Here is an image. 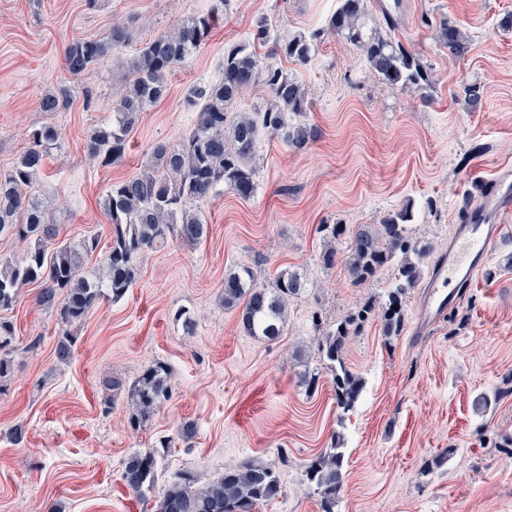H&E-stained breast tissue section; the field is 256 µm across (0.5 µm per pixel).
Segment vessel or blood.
<instances>
[{
  "mask_svg": "<svg viewBox=\"0 0 512 512\" xmlns=\"http://www.w3.org/2000/svg\"><path fill=\"white\" fill-rule=\"evenodd\" d=\"M461 210L448 256L428 284L425 313L430 317L443 309L447 289L473 283L502 240L505 224L512 222V192L502 177L479 179L463 195Z\"/></svg>",
  "mask_w": 512,
  "mask_h": 512,
  "instance_id": "obj_1",
  "label": "vessel or blood"
}]
</instances>
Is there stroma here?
<instances>
[{
    "label": "stroma",
    "instance_id": "stroma-1",
    "mask_svg": "<svg viewBox=\"0 0 512 512\" xmlns=\"http://www.w3.org/2000/svg\"><path fill=\"white\" fill-rule=\"evenodd\" d=\"M370 20L392 15L396 39L429 71L405 91L375 77L353 46L327 29L337 0H0V169L28 146L29 130L55 125L62 144L35 177L63 241L96 240L84 272L97 271L111 240L103 207L113 182L141 172L158 141L180 144L198 110L186 97L220 80L224 52L263 20L275 36L317 33L310 61L288 64L308 95L316 136L303 149L264 134L248 199L222 189L203 205L210 226L198 244L171 241L144 252L139 278L117 301L95 305L64 329L22 288L0 312L15 329L10 375L0 379V512H154L178 473L200 483L247 462L273 466L281 493L255 512H321L305 469L339 436L343 486L335 512H512V240L493 247L485 272L454 309L426 326L417 319L423 288L406 301L401 335L385 338L371 320L345 347L364 380L354 407L336 405L333 372L318 357L323 333L367 298H384L395 271L365 283L347 272L348 238L336 241L333 268L321 263L324 224L355 229L409 210L414 240L431 243L423 274L448 250L459 204L473 179L512 171V0H366ZM217 13L207 42L168 79V92L142 113L121 162L98 166L86 153L91 131L111 119L112 87L142 43L190 16ZM125 23L129 42L81 76L64 68V50L82 38L108 39ZM470 39L464 58L440 38L443 22ZM480 85L483 107L469 111L466 90ZM68 87L69 106L39 110L48 92ZM249 267L257 283L302 274L306 288L288 303L277 340L243 332L221 301L224 276ZM197 321L186 333L178 313ZM74 355L58 363L63 331ZM167 363L172 396L139 431L127 426L124 395L105 379L131 382ZM318 370L315 391L299 381ZM196 437L182 441L185 422ZM22 427L14 443L9 432ZM168 447H160V440ZM158 448V481L146 497L126 486L123 461ZM441 466H434V459Z\"/></svg>",
    "mask_w": 512,
    "mask_h": 512
}]
</instances>
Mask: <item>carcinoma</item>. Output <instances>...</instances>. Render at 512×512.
Wrapping results in <instances>:
<instances>
[{"label": "carcinoma", "mask_w": 512, "mask_h": 512, "mask_svg": "<svg viewBox=\"0 0 512 512\" xmlns=\"http://www.w3.org/2000/svg\"><path fill=\"white\" fill-rule=\"evenodd\" d=\"M365 0H338L329 19V28L358 49L369 69L383 82L411 89L428 81V73L415 53L391 37L392 24L367 23ZM214 16H193L174 30L142 44L127 65L128 76L116 91L118 99L112 121L94 129L87 141L89 156L108 167L125 154L126 138L141 112L157 103L167 91L168 76L201 48L212 29ZM317 34H297L274 41V54L302 65L309 61ZM127 28L112 26L110 38H85L72 42L64 54L65 70L82 75L113 50L128 43ZM442 40L449 52L464 56L469 40L455 25H447ZM271 42L265 21L256 24L253 38L237 43L224 53V73L220 82L190 90L188 104H202L190 137L172 146L159 141L151 152L152 163L140 173L112 185L104 199V209L112 224V239L97 275L81 272L83 255L96 242H59V230L51 221L49 205L33 195L31 187L44 167L49 153L60 147V133L51 124L33 128L29 146L8 169L0 170V235L8 233L27 244L19 259L0 261V309L17 302L21 288L39 285L38 304L55 312L61 324H79L92 307L110 297L122 298L139 277L137 257L146 249H162L169 240L197 244L209 233L202 213L191 207L225 187L248 199L255 190L257 144L261 133L281 137L288 145L301 148L314 137V128L304 120L307 111L305 88L282 66L268 61L260 49ZM260 81L271 99L254 111L228 120L229 105L239 93ZM70 101L63 86L45 94L39 109L59 112ZM410 214L388 215L381 228L362 224L350 235L347 270L358 282L372 279L386 265L395 266V276L382 305L365 301L336 323L319 344L320 359L334 368L336 404L348 410L363 390L362 379L345 364L348 336L373 317L380 318L386 337L401 335L405 326L404 301L421 280V264L432 254V245L411 240L405 224ZM300 274L280 271L272 285L255 283L248 269L224 276L221 292L224 307L240 309L244 331L259 339L275 340L282 335L288 300L303 293ZM14 327L0 320V379L13 369ZM76 344L66 333L58 340L55 356L67 363ZM169 368L157 361L124 386L112 382V389H124L132 412L129 425L137 430L150 421L154 412L171 398ZM344 454L340 443L312 459L306 467L307 479L320 494L321 512H334L342 487ZM123 479L139 496L152 491L157 481L155 449L132 452L124 460ZM281 493L276 471L264 464L247 463L227 469L224 474L201 485L194 475L182 473L172 481L157 502V512H254L257 505Z\"/></svg>", "instance_id": "obj_1"}]
</instances>
